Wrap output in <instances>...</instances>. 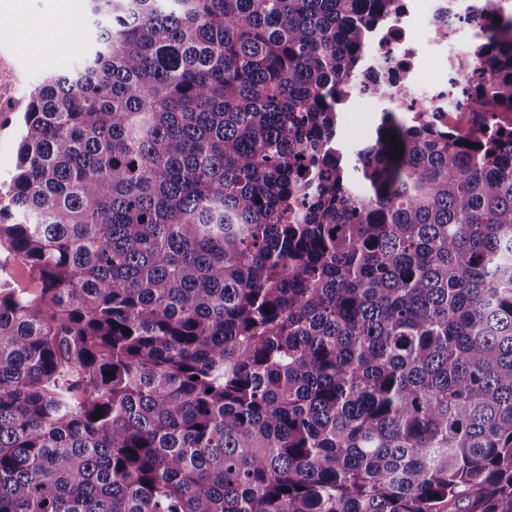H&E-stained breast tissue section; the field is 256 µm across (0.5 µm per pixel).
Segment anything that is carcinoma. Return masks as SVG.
Returning <instances> with one entry per match:
<instances>
[{
    "instance_id": "carcinoma-1",
    "label": "carcinoma",
    "mask_w": 512,
    "mask_h": 512,
    "mask_svg": "<svg viewBox=\"0 0 512 512\" xmlns=\"http://www.w3.org/2000/svg\"><path fill=\"white\" fill-rule=\"evenodd\" d=\"M87 2L0 203V512H512V18L469 134L353 158L397 0ZM382 112L377 111L374 103L361 101L356 105L355 99L342 112L340 137L348 149L369 139L381 122Z\"/></svg>"
}]
</instances>
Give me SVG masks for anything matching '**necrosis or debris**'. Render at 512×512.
<instances>
[{
    "mask_svg": "<svg viewBox=\"0 0 512 512\" xmlns=\"http://www.w3.org/2000/svg\"><path fill=\"white\" fill-rule=\"evenodd\" d=\"M394 23L377 31L367 52L362 83H374L386 68L402 72L403 86L394 88L392 101L425 112L435 125L467 134L472 127L459 85L431 89L417 83L420 69L432 60L447 61L462 32L485 30L494 14H512V0H400Z\"/></svg>",
    "mask_w": 512,
    "mask_h": 512,
    "instance_id": "1",
    "label": "necrosis or debris"
}]
</instances>
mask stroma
I'll list each match as a JSON object with an SVG mask.
<instances>
[{
    "label": "stroma",
    "instance_id": "stroma-1",
    "mask_svg": "<svg viewBox=\"0 0 512 512\" xmlns=\"http://www.w3.org/2000/svg\"><path fill=\"white\" fill-rule=\"evenodd\" d=\"M45 0H17L14 10L0 12V184L14 172L20 114L18 107L44 75L73 67L75 54L59 53L60 44L77 43L87 21L86 0L69 14L49 20ZM381 122L374 103L344 107L340 136L347 148L369 139Z\"/></svg>",
    "mask_w": 512,
    "mask_h": 512
}]
</instances>
